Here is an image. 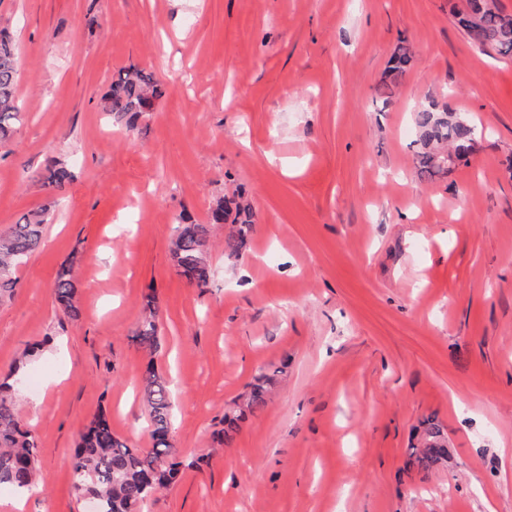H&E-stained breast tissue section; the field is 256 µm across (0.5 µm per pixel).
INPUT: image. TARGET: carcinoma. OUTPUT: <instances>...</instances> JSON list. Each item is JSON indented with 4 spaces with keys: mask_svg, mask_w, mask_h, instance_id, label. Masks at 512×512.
<instances>
[{
    "mask_svg": "<svg viewBox=\"0 0 512 512\" xmlns=\"http://www.w3.org/2000/svg\"><path fill=\"white\" fill-rule=\"evenodd\" d=\"M497 0H463L454 8V16L471 43L488 56L512 57V21L504 22L498 15ZM413 61L409 48L398 47L390 58L387 79L378 87L382 104L390 103L394 90ZM19 64L12 35L0 29V142L7 141L22 120L21 105L15 90ZM164 95V89L153 75L135 67H125L112 78L99 108L111 116L121 130L134 129L146 113L153 110L154 101ZM416 130L414 141L415 167L422 180L431 181L448 173L446 159L452 153L474 150L478 126L466 116L435 101L422 102L412 112ZM75 180L72 168L53 160L42 174V184L53 194H66ZM42 213L27 214L0 235V302L11 296L16 279L13 271L37 252L42 243ZM230 224L231 232L224 238V252L230 257L240 254L253 224V211L243 195L219 197L210 207L204 224H180L173 241L179 275L199 288L209 285L212 267L207 252L211 226ZM72 253L61 265L52 291L55 302L71 319L80 316L78 280ZM143 317L134 341L143 350L154 354L159 346L157 306L153 296L143 304ZM278 369L263 374L252 384L243 404L224 413L223 441H233L239 422L245 415L262 410ZM15 371L0 382V486L12 489L35 487L40 448L34 433L22 423L16 412L10 379ZM142 402L152 426L153 446L149 450L130 447L112 432L108 416L98 411L79 432L72 453L74 489L84 497L97 501V512H140L141 506L161 490L174 484L186 468L198 466L183 452L170 451L172 401L168 381L148 362L141 377ZM448 458L447 440L440 424L434 419L424 422L423 450L411 448L410 459L422 469H429Z\"/></svg>",
    "mask_w": 512,
    "mask_h": 512,
    "instance_id": "1",
    "label": "carcinoma"
}]
</instances>
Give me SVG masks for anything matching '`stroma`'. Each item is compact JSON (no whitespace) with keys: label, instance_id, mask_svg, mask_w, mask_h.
I'll list each match as a JSON object with an SVG mask.
<instances>
[{"label":"stroma","instance_id":"obj_1","mask_svg":"<svg viewBox=\"0 0 512 512\" xmlns=\"http://www.w3.org/2000/svg\"><path fill=\"white\" fill-rule=\"evenodd\" d=\"M453 0H0L18 47L23 119L0 144V233L45 210L43 244L0 303V378L40 448L20 512H89L71 452L98 410L152 447L139 385L171 386L188 458L143 512H512V59L473 47ZM415 52L389 104L392 53ZM136 66L166 86L130 132L98 102ZM433 98L483 137L427 182L411 113ZM76 179L54 200L47 161ZM244 190L241 256L214 226V278L178 275L181 218ZM81 317L52 285L72 251ZM160 347L134 342L145 295ZM44 347L29 354L36 342ZM276 380L231 444L225 411ZM433 417L448 458L407 465Z\"/></svg>","mask_w":512,"mask_h":512}]
</instances>
